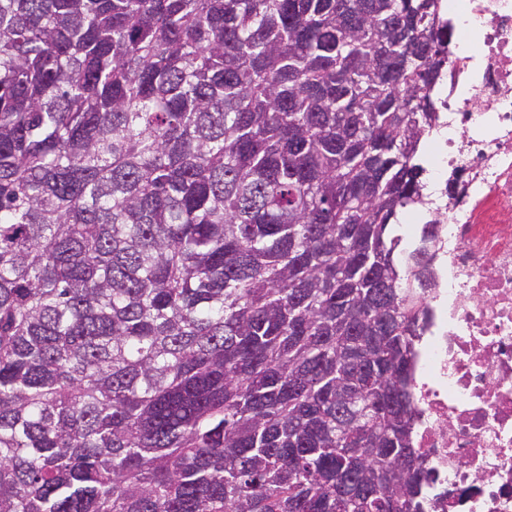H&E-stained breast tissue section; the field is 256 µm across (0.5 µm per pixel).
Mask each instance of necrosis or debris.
<instances>
[{"label": "necrosis or debris", "mask_w": 512, "mask_h": 512, "mask_svg": "<svg viewBox=\"0 0 512 512\" xmlns=\"http://www.w3.org/2000/svg\"><path fill=\"white\" fill-rule=\"evenodd\" d=\"M426 161L438 254L415 366L423 512H512V0H447Z\"/></svg>", "instance_id": "1"}]
</instances>
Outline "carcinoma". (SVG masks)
Returning a JSON list of instances; mask_svg holds the SVG:
<instances>
[{"label": "carcinoma", "mask_w": 512, "mask_h": 512, "mask_svg": "<svg viewBox=\"0 0 512 512\" xmlns=\"http://www.w3.org/2000/svg\"><path fill=\"white\" fill-rule=\"evenodd\" d=\"M442 0H0V512H421Z\"/></svg>", "instance_id": "obj_1"}]
</instances>
